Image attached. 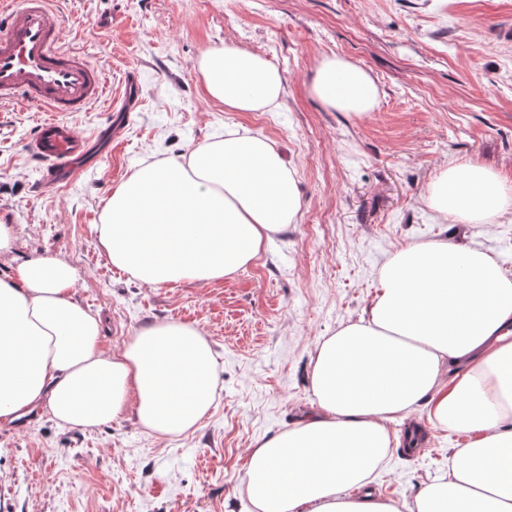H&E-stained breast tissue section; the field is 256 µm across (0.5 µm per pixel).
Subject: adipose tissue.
Wrapping results in <instances>:
<instances>
[{
	"label": "adipose tissue",
	"instance_id": "obj_1",
	"mask_svg": "<svg viewBox=\"0 0 512 512\" xmlns=\"http://www.w3.org/2000/svg\"><path fill=\"white\" fill-rule=\"evenodd\" d=\"M210 99L272 112L280 72L259 52L224 46L198 62ZM326 106L371 111L379 89L360 66L325 59L311 87ZM428 205L461 224L512 213V186L478 164L449 165ZM300 209L297 180L267 138L236 131L184 161L139 166L109 197L97 232L113 265L150 285L209 283L249 265ZM64 258L23 260L0 277V419L45 408L58 425L92 428L134 408L157 437L198 429L215 401L217 361L192 325L158 321L118 350L75 298ZM365 316L324 337L311 360L316 406L247 458L255 512H400L366 490L393 451L390 422L420 402L463 435L446 476L409 512H512V276L486 250L448 241L399 249L381 268Z\"/></svg>",
	"mask_w": 512,
	"mask_h": 512
}]
</instances>
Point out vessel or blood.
<instances>
[{"label":"vessel or blood","instance_id":"1","mask_svg":"<svg viewBox=\"0 0 512 512\" xmlns=\"http://www.w3.org/2000/svg\"><path fill=\"white\" fill-rule=\"evenodd\" d=\"M55 0H13L0 7V105L42 111L27 144L55 182L72 179L82 162H96L95 145L111 137V128L91 137L74 135L60 120L63 112H82L102 96V72L60 36Z\"/></svg>","mask_w":512,"mask_h":512}]
</instances>
